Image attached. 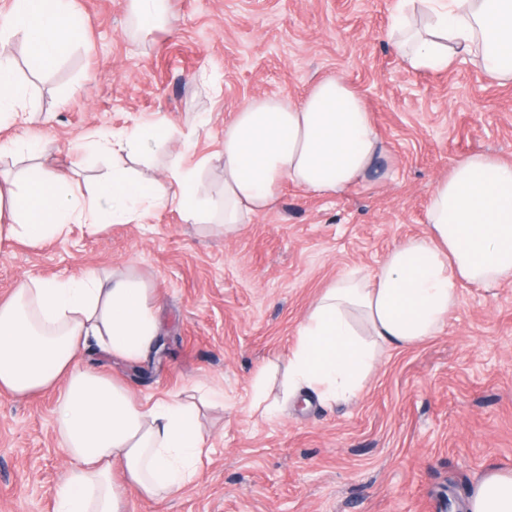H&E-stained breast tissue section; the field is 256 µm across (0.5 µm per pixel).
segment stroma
Returning a JSON list of instances; mask_svg holds the SVG:
<instances>
[{"label":"stroma","mask_w":512,"mask_h":512,"mask_svg":"<svg viewBox=\"0 0 512 512\" xmlns=\"http://www.w3.org/2000/svg\"><path fill=\"white\" fill-rule=\"evenodd\" d=\"M81 39L46 71L23 39L5 50L26 104L24 134L50 141L74 186L91 190L112 157L75 146L160 120L181 135L126 161L163 183L174 156L210 158L201 189L218 196L224 127L248 101H299L341 75L366 101L388 152L377 174L336 197L284 185L276 206L231 237L187 223L172 205L141 224L74 229L37 247L0 245V295L26 275L134 267L156 290L163 347L130 366L90 360L142 402L193 387L218 390L213 448L195 482L132 512H465L490 468H512V281L463 285L444 329L380 351L360 395L324 405L291 400L251 409L265 373L281 394L300 322L341 274L374 272L387 253L425 233L431 189L458 159L512 160V84L487 82L466 61L415 72L385 39L398 0H169L174 27L138 30L127 0H73ZM207 72L211 85L195 83ZM55 396L0 395V512H53L64 474Z\"/></svg>","instance_id":"stroma-1"}]
</instances>
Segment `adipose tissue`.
<instances>
[{
    "label": "adipose tissue",
    "mask_w": 512,
    "mask_h": 512,
    "mask_svg": "<svg viewBox=\"0 0 512 512\" xmlns=\"http://www.w3.org/2000/svg\"><path fill=\"white\" fill-rule=\"evenodd\" d=\"M0 31L26 39L34 68L55 66L78 39L69 0H12ZM386 38L414 71L465 60L493 82H512V0H399ZM30 113L8 59L0 57V122ZM166 123L138 125L90 145L138 159L174 138ZM387 146L362 97L341 76L317 81L298 102L246 103L224 128L220 201L201 194V166L173 161L164 185L113 167L91 195L71 189L45 143L0 142L27 166L0 174V243L40 246L73 227L142 222L160 203L192 224L237 233L275 206L283 183L338 196L365 182ZM512 280V162L487 153L454 162L434 185L427 232L394 247L369 277L351 270L325 288L302 319L288 358L285 399H355L378 348H409L437 336L461 284ZM162 326L156 292L136 268H96L63 279L26 277L0 300V393L24 401L56 395L53 424L69 463L55 512H130L190 485L211 451L204 409L216 397L176 395L145 405L124 382L84 364L92 348L133 364L156 352ZM467 512H512V469L487 471Z\"/></svg>",
    "instance_id": "1"
}]
</instances>
